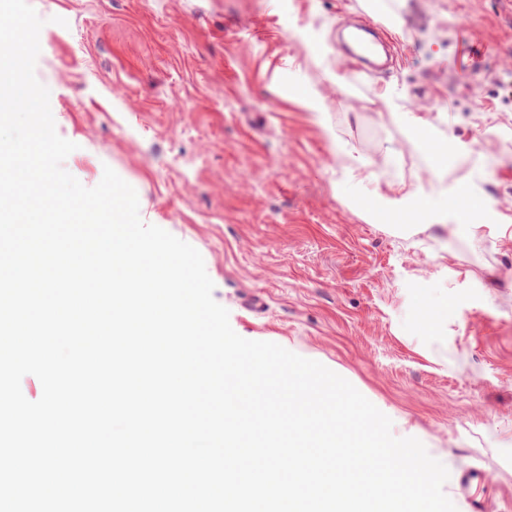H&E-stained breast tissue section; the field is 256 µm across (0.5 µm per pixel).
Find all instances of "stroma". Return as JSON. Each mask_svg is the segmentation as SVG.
Instances as JSON below:
<instances>
[{"label": "stroma", "mask_w": 512, "mask_h": 512, "mask_svg": "<svg viewBox=\"0 0 512 512\" xmlns=\"http://www.w3.org/2000/svg\"><path fill=\"white\" fill-rule=\"evenodd\" d=\"M29 2L45 21L36 77L77 145L64 168L91 188L111 167L145 223L200 252L238 335L322 363L448 460L458 512L473 469L482 512H512V5ZM378 14L396 20L397 63L370 74L337 35ZM387 97L454 148L442 181ZM458 183L479 206L424 232L359 209ZM424 302L447 317L421 325Z\"/></svg>", "instance_id": "obj_1"}]
</instances>
